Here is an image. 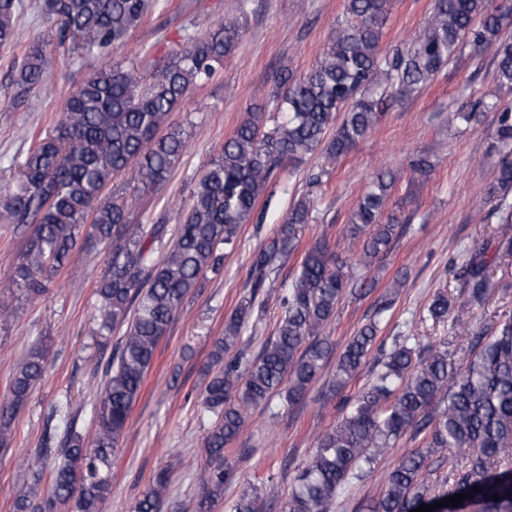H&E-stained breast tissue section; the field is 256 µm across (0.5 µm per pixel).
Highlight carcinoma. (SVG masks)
Wrapping results in <instances>:
<instances>
[{"label":"carcinoma","mask_w":512,"mask_h":512,"mask_svg":"<svg viewBox=\"0 0 512 512\" xmlns=\"http://www.w3.org/2000/svg\"><path fill=\"white\" fill-rule=\"evenodd\" d=\"M393 0H346L316 66L297 79L280 77L269 100L281 120L267 124L266 111L248 109L247 117L212 157L192 192V203L173 233L163 260L155 244L166 228L132 224L121 197L102 199L112 178L130 172L143 186L160 181L185 147L183 132L168 123L177 104L199 83L224 68L243 36L249 0L199 38L183 35L171 59L148 84L134 71L103 65L71 91L54 132L28 153L7 205L19 223L34 229L11 274L8 291L19 296L44 293L45 282L62 267L88 223V237L112 240V256L97 289L101 318L92 334L101 338L118 324L125 334L106 364V379L93 406L96 430L85 439L72 425L45 427L40 453L60 455L47 490L41 477L15 492L16 512H99L111 489L112 455L125 432L132 407L158 346L201 278L219 274L224 250L236 245L241 225L254 217L273 179L317 149L330 157L347 154L379 123L384 112L411 94L469 45L490 50L499 86L512 93V42L501 32L512 10L490 8V0H434L424 34L391 52L380 46L382 28ZM27 7L55 21L57 46L80 57L95 56L121 45L157 4L152 0H0V45L15 38V25ZM47 46L29 47L13 80V101L23 104L43 87ZM484 102L448 112V123L477 121ZM343 118H338V114ZM166 134L158 135L163 125ZM331 138H326L331 126ZM503 152L495 190L504 224L512 223V108L501 110L495 133ZM393 177L380 175L359 199L349 219L352 237L366 236L356 264L325 241L309 247L288 288L278 274L297 246L296 229L311 218L302 197L288 218L252 259L250 295L243 297L213 342L203 392V411L215 421L199 448L194 472L199 494L196 512H213L224 485L236 477L238 461L225 447L240 435L246 410L270 405L285 394L288 405L302 401L332 355L326 324L348 292L353 266L367 268L389 248L399 225L382 223ZM463 301L439 293L429 305L432 316L448 318L456 336L472 333L475 310L484 306L491 288L489 262L480 249L454 269ZM281 295L283 315L258 354L247 357L254 337L243 327L254 313L258 295ZM393 304L381 301L374 315L351 336L336 356L326 394L344 391L358 378L380 330V316ZM46 353L34 348L17 366L10 397L0 405V445L5 444L16 412L31 396L46 367ZM424 435L425 448L402 456L384 477V489L356 512H411L430 501L455 494L467 499L447 512H512V316L473 336L464 361L457 363L448 342L423 345L413 335L397 336L382 352L372 379L343 398L336 424L317 441L315 452L295 476L286 512H331L338 498L360 479L364 466L386 455L398 439ZM448 462V485L430 484L433 456ZM86 464L76 479L74 466ZM169 471L159 472L134 512H163L169 498ZM482 491L476 493L473 487ZM500 500H493V495ZM262 488L251 484L225 505V512H260Z\"/></svg>","instance_id":"1"}]
</instances>
